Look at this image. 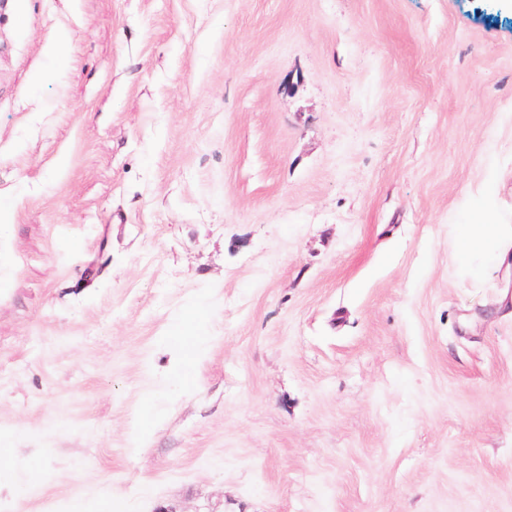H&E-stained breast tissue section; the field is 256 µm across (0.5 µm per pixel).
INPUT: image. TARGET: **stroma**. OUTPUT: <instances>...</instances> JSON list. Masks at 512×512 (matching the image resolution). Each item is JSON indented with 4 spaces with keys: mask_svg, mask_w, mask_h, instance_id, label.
<instances>
[{
    "mask_svg": "<svg viewBox=\"0 0 512 512\" xmlns=\"http://www.w3.org/2000/svg\"><path fill=\"white\" fill-rule=\"evenodd\" d=\"M477 219L512 0H0V512H512ZM17 448L7 444L1 445L0 448V488H5L9 491L16 489L14 479L12 463L17 458Z\"/></svg>",
    "mask_w": 512,
    "mask_h": 512,
    "instance_id": "obj_1",
    "label": "stroma"
}]
</instances>
